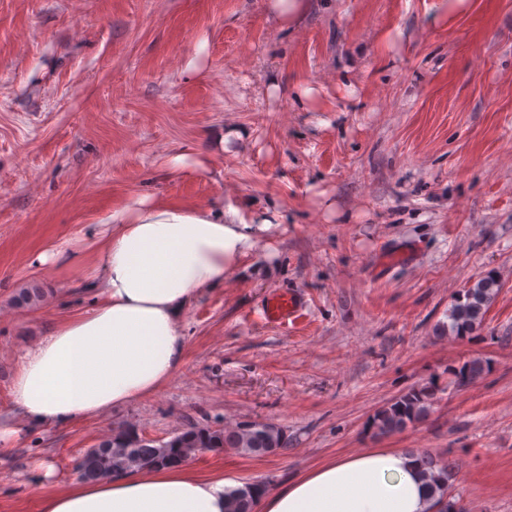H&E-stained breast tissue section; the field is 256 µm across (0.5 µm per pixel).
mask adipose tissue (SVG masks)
Wrapping results in <instances>:
<instances>
[{
    "instance_id": "adipose-tissue-1",
    "label": "adipose tissue",
    "mask_w": 512,
    "mask_h": 512,
    "mask_svg": "<svg viewBox=\"0 0 512 512\" xmlns=\"http://www.w3.org/2000/svg\"><path fill=\"white\" fill-rule=\"evenodd\" d=\"M248 200L207 205L142 196L104 216L86 248L39 263L78 266L92 306L52 326L20 359L13 400L35 425L64 424L155 394L185 362L182 316L244 270L270 228ZM223 475L182 464L81 480L44 495L39 512H224ZM415 455L369 448L335 457L264 494L257 512H435Z\"/></svg>"
}]
</instances>
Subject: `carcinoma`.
<instances>
[{
    "label": "carcinoma",
    "mask_w": 512,
    "mask_h": 512,
    "mask_svg": "<svg viewBox=\"0 0 512 512\" xmlns=\"http://www.w3.org/2000/svg\"><path fill=\"white\" fill-rule=\"evenodd\" d=\"M497 288L498 280L493 274L478 278L466 288L448 315L451 320L448 331L461 336L475 329L482 322ZM487 370V363L472 361L453 370V376L457 385L467 386ZM435 399L436 394L431 389H412L378 410L370 420V428L377 435L402 432L411 425L426 421ZM286 445L284 430L272 422H240L219 428L208 423H193L165 442L148 439L137 429L121 425L113 428L97 446L88 449L78 468L83 477L96 479L185 462L204 448L260 456ZM416 459L430 484L436 504H446V512H465L449 493L451 464L430 455H418ZM270 487L268 481L245 483L226 495L225 512H255L258 494L270 490Z\"/></svg>",
    "instance_id": "obj_1"
}]
</instances>
